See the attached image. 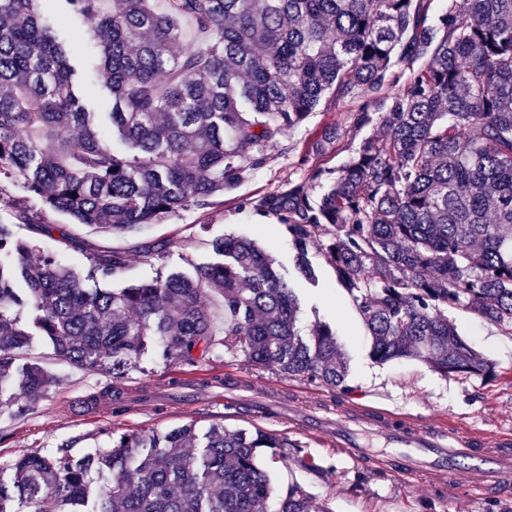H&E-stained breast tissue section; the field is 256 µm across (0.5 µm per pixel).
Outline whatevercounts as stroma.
Returning <instances> with one entry per match:
<instances>
[{
    "label": "stroma",
    "instance_id": "1",
    "mask_svg": "<svg viewBox=\"0 0 512 512\" xmlns=\"http://www.w3.org/2000/svg\"><path fill=\"white\" fill-rule=\"evenodd\" d=\"M46 22L61 39L77 42L81 51L74 58L80 75L79 90L84 103L97 112L112 105L110 93L90 76V19L69 13L56 4L45 14ZM350 104L343 102L320 106L299 127L269 148L270 160L235 193L212 208L189 207L131 233L106 234L71 223L65 215L46 212L44 223L53 225L55 236L39 239L42 249L56 253L59 261L77 272H84L88 254L101 250H119L128 256L129 268L111 285L149 280L158 274L181 271L193 274L194 264L216 262L208 241L227 235L246 237L270 254L280 271L293 277L301 302V321L331 323L337 343L344 353L349 375L347 391L321 385L304 378H286L269 368L252 365L240 354L219 352L207 355L192 365L162 361L154 353L142 356L136 367L124 377L113 378L103 372H90L58 359L50 342L36 336L17 354L18 363L35 362L58 379L56 387L28 404L23 412L0 410V469L8 468L23 454L56 448L61 442L73 444L74 453H83L94 444L105 442L106 431L118 433L140 430H166L185 423L199 428L221 423L229 428H257L301 447L304 456L329 467L328 475L306 470L290 458L271 459L261 455L278 495L297 485L312 498L314 512H443L444 488L432 484L416 487L401 485L386 470L376 466H353L331 440L320 434H306L292 428L287 420H271L259 413L267 398L276 397L286 406L350 410L368 406L376 409L397 406L400 413L427 423L453 419L462 429L479 427L491 433H512V332L484 321L476 315L452 310L448 313L460 336L475 350L494 362L496 376L444 377L416 360L378 363L369 356L371 339L357 312L351 295L341 288L333 270L317 250L309 260L318 276L309 283L297 276L295 251L285 228L275 218H262L239 208L242 197H257L276 190L284 181L304 177L317 165L338 170L362 139L350 130ZM333 124L341 138L326 153L302 159L303 142L317 128ZM65 232L75 238L78 249L63 247L57 237ZM171 241L163 257L145 258L144 245ZM192 262H185V255ZM251 383L255 402L235 407L227 405L222 393L224 381ZM122 392L129 411L115 416L96 407L91 399L108 388Z\"/></svg>",
    "mask_w": 512,
    "mask_h": 512
}]
</instances>
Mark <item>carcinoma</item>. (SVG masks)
I'll list each match as a JSON object with an SVG mask.
<instances>
[{
  "label": "carcinoma",
  "mask_w": 512,
  "mask_h": 512,
  "mask_svg": "<svg viewBox=\"0 0 512 512\" xmlns=\"http://www.w3.org/2000/svg\"><path fill=\"white\" fill-rule=\"evenodd\" d=\"M112 6H107V2ZM95 22L96 76L112 94L90 112L78 92L74 44L43 21L44 0H0V193L16 181L20 222L39 213L124 233L207 209L325 97L357 104L372 123L333 180L313 167L240 201L284 225L296 268L314 278V248L356 302L379 362L417 359L443 376L495 377L446 312L462 309L512 331V0H62ZM205 41L175 52L182 24ZM407 65L395 83L392 58ZM332 124L307 153L331 149ZM222 260L195 276L158 275L122 288L125 253L88 256L85 276L38 241L0 224V405L32 403L56 383L14 352L42 336L67 363L118 378L151 347L193 363L219 349L284 377L345 389L347 362L327 323L300 325L298 298L271 256L242 237L216 238ZM224 300L216 321L209 301ZM301 448L275 436L186 424L112 434L82 455L66 441L18 457L0 479V512H310L291 487L275 499L260 449Z\"/></svg>",
  "instance_id": "obj_1"
}]
</instances>
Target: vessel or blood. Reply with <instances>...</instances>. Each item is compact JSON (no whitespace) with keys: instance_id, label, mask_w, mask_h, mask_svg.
I'll list each match as a JSON object with an SVG mask.
<instances>
[{"instance_id":"obj_1","label":"vessel or blood","mask_w":512,"mask_h":512,"mask_svg":"<svg viewBox=\"0 0 512 512\" xmlns=\"http://www.w3.org/2000/svg\"><path fill=\"white\" fill-rule=\"evenodd\" d=\"M294 426L305 432L330 430L336 444L356 463L373 455L365 438L377 437L398 446L395 456L383 464L400 483L410 486L425 472H433L449 494L469 484L473 507L480 512L491 494L512 487V438L500 437L495 448L485 446L477 433L466 434L451 423L418 424L387 411L340 413L336 417L316 414L292 415Z\"/></svg>"}]
</instances>
